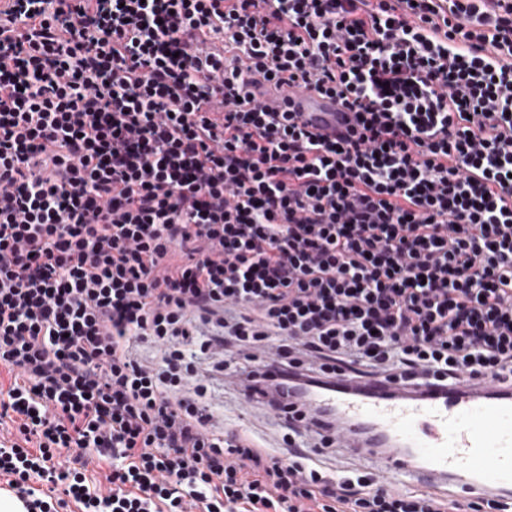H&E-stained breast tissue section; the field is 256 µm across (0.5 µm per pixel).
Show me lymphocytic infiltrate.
<instances>
[{
    "mask_svg": "<svg viewBox=\"0 0 512 512\" xmlns=\"http://www.w3.org/2000/svg\"><path fill=\"white\" fill-rule=\"evenodd\" d=\"M258 77L356 131L264 111ZM216 372L277 447L215 422ZM345 372L512 379V0H0V485L26 512H507L335 462L305 392ZM255 98L268 112H295L302 123L322 140L336 139L356 127L353 112L336 104L334 97L306 90L288 91L261 81L253 87ZM249 421L251 422L248 425L247 430L263 435L271 443H273L274 439H276L279 434V429L274 421L269 420L264 416V411L260 406H257Z\"/></svg>",
    "mask_w": 512,
    "mask_h": 512,
    "instance_id": "f902f5d3",
    "label": "lymphocytic infiltrate"
}]
</instances>
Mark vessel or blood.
Returning a JSON list of instances; mask_svg holds the SVG:
<instances>
[{
    "label": "vessel or blood",
    "instance_id": "vessel-or-blood-1",
    "mask_svg": "<svg viewBox=\"0 0 512 512\" xmlns=\"http://www.w3.org/2000/svg\"><path fill=\"white\" fill-rule=\"evenodd\" d=\"M253 92L265 110L296 113L323 140L356 126L353 113L330 96L264 81ZM311 406L333 415L339 451L361 452L384 480L427 489L446 484L471 499L512 486V383L461 374L405 387L341 375L312 395Z\"/></svg>",
    "mask_w": 512,
    "mask_h": 512
}]
</instances>
